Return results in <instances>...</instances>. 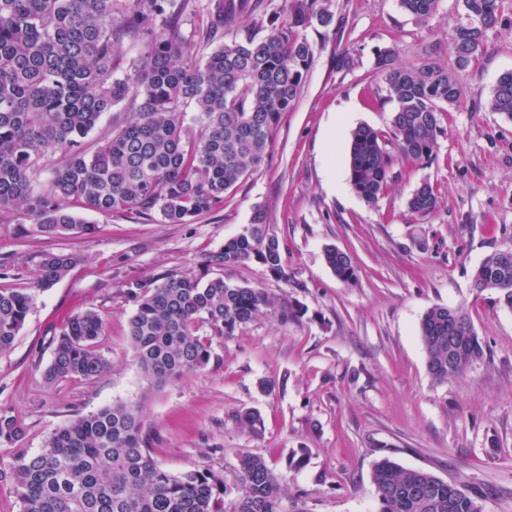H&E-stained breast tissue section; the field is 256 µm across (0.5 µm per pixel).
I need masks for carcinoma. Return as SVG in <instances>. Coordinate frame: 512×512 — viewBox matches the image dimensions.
Segmentation results:
<instances>
[{"mask_svg":"<svg viewBox=\"0 0 512 512\" xmlns=\"http://www.w3.org/2000/svg\"><path fill=\"white\" fill-rule=\"evenodd\" d=\"M269 19L265 34L224 28L236 17L234 0H207L205 20L189 34L181 30L176 0H0V213L20 211L42 234H90L70 211L77 200L98 212L160 213L186 224L224 203L267 158L282 116L299 98L313 58L307 29L327 27L333 14L323 0H286ZM438 0H399L421 20ZM504 0H462L463 12L451 43L457 67L468 66L484 47L488 30L502 22ZM150 37L144 52L120 67L121 38ZM213 47L204 63L195 48ZM377 69L395 109L387 130L360 126L352 133L348 181L369 204L401 175L397 166L429 163L445 134V113L461 95L453 68L425 60L400 64L390 50L377 54ZM134 119L89 152L85 138L103 114L125 101ZM197 112L199 132L189 133L183 107ZM487 107L512 121V72L503 73ZM50 167L45 182L40 175ZM437 190L421 183L408 199L415 214L438 206ZM72 252L44 257L31 281L0 289V354L8 352L34 305L36 292L51 287L77 263ZM336 278H357L352 256L325 249ZM257 263L288 282L277 237L264 209L251 223L195 266L125 283L133 305L130 336L135 360L148 384L159 387L203 370L217 359L199 334L231 336L258 316L283 322L304 316L283 293L208 277L211 267ZM473 287L491 290L512 310V249L488 255L475 270ZM104 323L94 310L74 314L53 339L47 381L92 379L108 363L96 349ZM431 380L458 379L484 359L485 349L461 307L434 306L420 323ZM235 420L251 432L260 415L245 410ZM22 435L16 417L0 414V442ZM150 433L136 405L114 404L78 415L54 429L37 453L17 455L7 478L21 512H281L280 483L265 460L240 453L231 476L194 466L178 475L162 469L149 453ZM372 481L377 512H484V496L422 469H406L382 458Z\"/></svg>","mask_w":512,"mask_h":512,"instance_id":"obj_1","label":"carcinoma"}]
</instances>
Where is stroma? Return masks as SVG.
I'll use <instances>...</instances> for the list:
<instances>
[{"label":"stroma","mask_w":512,"mask_h":512,"mask_svg":"<svg viewBox=\"0 0 512 512\" xmlns=\"http://www.w3.org/2000/svg\"><path fill=\"white\" fill-rule=\"evenodd\" d=\"M334 20L309 31L313 58L300 97L282 118L268 159L188 224L159 214L79 210L94 233H27L20 212L0 214L1 288L28 282L42 257L75 252L79 262L38 293L13 347L0 355V413L23 436L0 444V469L21 450L43 448L76 415L116 404L140 406L150 452L177 474L192 466L231 474L240 452L264 458L282 488L281 512H377L372 468L389 458L482 488L485 512H512V311L477 291L473 274L489 254L512 248V121L487 108L499 76L512 70V0L478 59L460 70L461 97L447 116L432 163L405 169L370 205L348 182L352 131L385 129L394 108L376 74L378 51L397 62L453 64L458 0H439L428 21L398 0H327ZM438 208L411 213L422 181ZM263 207L307 310L297 322L258 316L235 335L213 338L217 362L148 388L129 333L126 281L182 270L217 251ZM350 253L353 284L341 283L326 247ZM464 307L485 348L482 361L438 385L426 369L420 322L433 306ZM87 309L104 321L97 348L108 369L92 380L47 382L53 336ZM272 390H262V383ZM257 411L259 432L234 415Z\"/></svg>","instance_id":"1"}]
</instances>
